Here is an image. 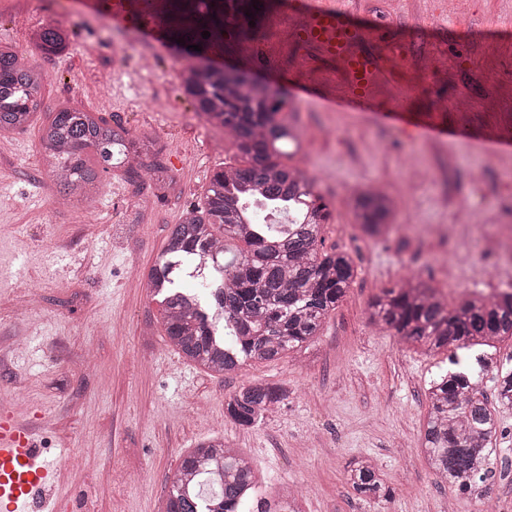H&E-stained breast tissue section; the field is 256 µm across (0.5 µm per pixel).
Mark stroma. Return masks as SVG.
Returning a JSON list of instances; mask_svg holds the SVG:
<instances>
[{
	"mask_svg": "<svg viewBox=\"0 0 512 512\" xmlns=\"http://www.w3.org/2000/svg\"><path fill=\"white\" fill-rule=\"evenodd\" d=\"M353 21L368 32L365 52L401 56L370 112H327L317 93L290 96L292 78L341 84L337 62L292 39L280 42V70L245 66L226 45L225 67L288 92L284 116L303 152L286 158L305 170L332 210L323 248L346 252L357 275L308 351L209 374L181 358L162 327L146 275L167 229L203 200L210 180L241 164L223 128L200 117L182 89L175 48L151 47L80 0H0V45L40 63L43 106L30 126L0 136V399L34 424L36 446L57 467L54 484L31 512H164L180 459L197 441L223 439L250 459L268 495L291 489L301 512H512V408L493 484L460 494L440 483L422 450L428 382L448 355L411 347L373 326L368 305L380 289L414 275L459 301L451 282L488 292L512 280L487 241L512 225V157L489 154L485 139L512 132V0H354ZM66 24L78 37L61 55L42 57L41 26ZM443 58L439 74L422 70ZM70 104L158 139L174 183L165 196L149 184L102 177L93 202L53 207L39 155V129ZM406 121L382 124L383 111ZM418 124L443 128L421 140ZM373 187L395 205L388 241L358 231L355 189ZM287 387L281 409L255 426L228 417L242 385ZM372 459L393 491L390 501L358 494L350 465ZM111 486L108 496L100 486Z\"/></svg>",
	"mask_w": 512,
	"mask_h": 512,
	"instance_id": "1",
	"label": "stroma"
}]
</instances>
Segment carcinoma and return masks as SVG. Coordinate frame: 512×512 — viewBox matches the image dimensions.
Returning <instances> with one entry per match:
<instances>
[{
	"instance_id": "obj_1",
	"label": "carcinoma",
	"mask_w": 512,
	"mask_h": 512,
	"mask_svg": "<svg viewBox=\"0 0 512 512\" xmlns=\"http://www.w3.org/2000/svg\"><path fill=\"white\" fill-rule=\"evenodd\" d=\"M165 36L179 44L191 63L182 73L184 93L198 114L221 126L245 160L216 172L203 204H192L181 221L168 228L165 243L147 275V286L161 300V324L177 353L209 373L231 374L248 361L267 362L310 345L321 326L345 297L356 277L350 257L320 250L324 239L317 217L327 208L315 193V181L281 157L296 144L293 128L282 112L288 101L279 89L229 72L213 64L227 41L238 48L249 43L274 0H166ZM210 37H202L204 32ZM38 50L60 55L69 33L55 25L33 34ZM202 50L195 51L191 46ZM44 72L8 46H0V133L30 124L41 107ZM40 147L53 174L59 199L88 200L101 186V174L119 170L130 182L148 169L157 195L172 186L171 170L161 155L165 146L145 132L134 133L97 113L65 105L40 129ZM96 150L99 166L87 165L84 152ZM313 199L311 215L288 224H253L245 204L260 198L274 205L298 197ZM356 223L366 235L381 239L393 215L392 200L365 189L352 199ZM245 242L247 249L223 259V333L190 309L165 274L171 256L191 257L211 251L224 254V238ZM499 297L478 296L448 307L443 297L421 278L413 277L382 289L369 305V320L404 341L435 353L451 349L456 366L429 382L430 413L422 445L433 473L460 493L492 480L499 421L496 408H512V356L505 362L486 354L472 368L455 351L475 346L496 348L512 337V284ZM492 376L494 403L483 391ZM288 399L281 385L255 382L236 390L226 404L234 422L251 426L262 413ZM354 490L389 499L390 490L372 462L357 460L348 470ZM165 512H300L292 494L269 499L248 458L209 438L198 442L182 459L169 487Z\"/></svg>"
}]
</instances>
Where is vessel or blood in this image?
I'll return each mask as SVG.
<instances>
[{
	"label": "vessel or blood",
	"mask_w": 512,
	"mask_h": 512,
	"mask_svg": "<svg viewBox=\"0 0 512 512\" xmlns=\"http://www.w3.org/2000/svg\"><path fill=\"white\" fill-rule=\"evenodd\" d=\"M111 6L113 24H135L146 43L163 42L156 9L145 0H112ZM351 14L346 0H293L278 17L321 57L340 63L341 86L321 89L322 103L331 112L369 111L391 72L387 61L362 51L366 32L350 23ZM34 433L32 425L11 415L0 417V512H30L35 495L56 480L54 464L34 446Z\"/></svg>",
	"instance_id": "obj_1"
}]
</instances>
